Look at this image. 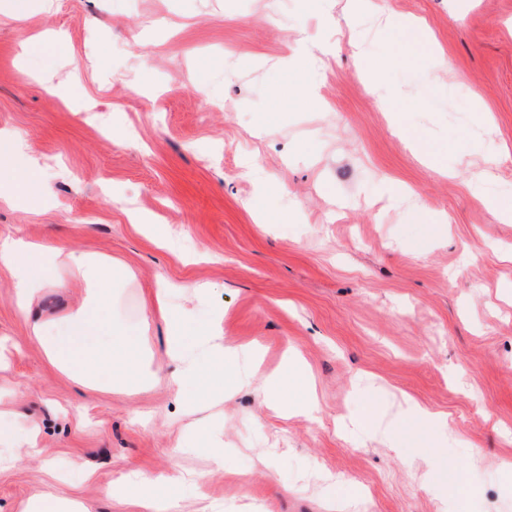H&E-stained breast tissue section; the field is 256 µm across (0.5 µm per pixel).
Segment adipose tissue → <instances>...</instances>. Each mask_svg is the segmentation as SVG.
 <instances>
[{
	"mask_svg": "<svg viewBox=\"0 0 512 512\" xmlns=\"http://www.w3.org/2000/svg\"><path fill=\"white\" fill-rule=\"evenodd\" d=\"M16 151L12 137L0 133V200L31 205L45 197L46 184L38 175V161L28 169H17L11 162ZM0 267L14 278L16 304L28 311L47 288H62L72 274H80L90 288L75 314L61 319L35 321L31 331L42 344L48 360L64 369L85 388L102 387L142 391L149 388L156 372L141 350V338L112 329V276L134 277L131 268L114 271L111 262L93 255L67 251L60 245L36 244L21 239L0 238ZM161 315L168 329L167 357L176 365L172 384L180 394L196 386L205 365L219 366L235 353L224 344L219 327L221 312H213L207 329L186 333V311L170 307L165 289H157L145 318ZM182 474L155 475L133 471L111 488L112 495L136 500L142 512H169L171 505L161 498L162 485L183 482Z\"/></svg>",
	"mask_w": 512,
	"mask_h": 512,
	"instance_id": "adipose-tissue-1",
	"label": "adipose tissue"
}]
</instances>
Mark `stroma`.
Returning a JSON list of instances; mask_svg holds the SVG:
<instances>
[{
    "mask_svg": "<svg viewBox=\"0 0 512 512\" xmlns=\"http://www.w3.org/2000/svg\"><path fill=\"white\" fill-rule=\"evenodd\" d=\"M348 2L31 0L19 22L0 0V130L51 186L32 209L1 202L0 237L108 255L136 274L115 322L137 328L165 288L193 325L223 311L240 349L214 431L194 432L162 318L143 338L155 387L86 391L47 360L0 268V415L24 411L38 448L0 470V512L38 488L140 512L104 492L137 469L190 474L167 490L176 512H442L459 472L479 489L465 512H512V220L485 207L512 196V0H371L353 19ZM392 17L421 22L433 49L395 37ZM300 37L335 52L297 66ZM393 48L403 60L373 93ZM397 122L444 149L446 174ZM193 282L208 294L187 296ZM85 288L71 277L33 309L65 317ZM289 359L307 373L288 400L311 412L262 398Z\"/></svg>",
    "mask_w": 512,
    "mask_h": 512,
    "instance_id": "stroma-1",
    "label": "stroma"
}]
</instances>
